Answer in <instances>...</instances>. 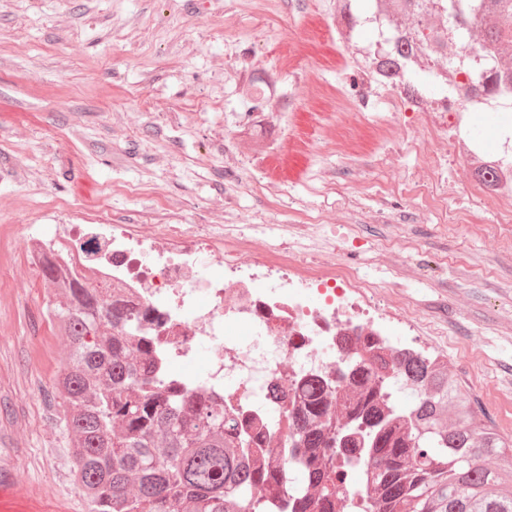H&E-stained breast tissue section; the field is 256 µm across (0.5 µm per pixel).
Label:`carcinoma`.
I'll return each instance as SVG.
<instances>
[{"label":"carcinoma","mask_w":512,"mask_h":512,"mask_svg":"<svg viewBox=\"0 0 512 512\" xmlns=\"http://www.w3.org/2000/svg\"><path fill=\"white\" fill-rule=\"evenodd\" d=\"M415 20L395 29L394 52L381 66L401 72L404 93L422 89L414 75L431 71L448 46L428 23L446 16V0H393ZM481 15L466 10L448 31L474 28L462 63L477 73L478 97L494 92L483 62L488 51L512 45V0H483ZM45 282L64 293L51 314L72 348L54 382L72 435L75 477L91 512H512V454L495 427L476 418L448 362L398 354L367 341L352 356L350 394L313 383L302 408L288 415V441L300 456L269 461L260 433L243 414L197 400L169 384L139 321L82 276L58 277L39 265ZM342 402L347 422L336 421ZM489 457L504 464L492 471ZM302 467L303 490L281 499L263 494L280 472ZM360 480L353 481L355 473ZM351 489L336 497V483Z\"/></svg>","instance_id":"obj_1"}]
</instances>
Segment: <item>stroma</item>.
<instances>
[{
	"label": "stroma",
	"mask_w": 512,
	"mask_h": 512,
	"mask_svg": "<svg viewBox=\"0 0 512 512\" xmlns=\"http://www.w3.org/2000/svg\"><path fill=\"white\" fill-rule=\"evenodd\" d=\"M332 0H0V475L90 512L54 378L68 359L15 227L318 222L389 303L413 301L480 419L512 442V235L469 209L448 134L395 112ZM492 103L463 116L504 143ZM369 224L354 238L344 225ZM351 4L347 1L336 0V39L343 44H353L356 29L349 22Z\"/></svg>",
	"instance_id": "35a3bbf8"
}]
</instances>
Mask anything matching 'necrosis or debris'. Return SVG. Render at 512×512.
<instances>
[{"mask_svg":"<svg viewBox=\"0 0 512 512\" xmlns=\"http://www.w3.org/2000/svg\"><path fill=\"white\" fill-rule=\"evenodd\" d=\"M448 81L444 109L425 93L414 104L430 113L429 132L447 131L449 148L479 175L497 223L512 224V156L461 131L463 109L480 101L463 73L449 69ZM308 231L288 225L285 240L270 246L239 224H57L48 235L17 227L31 263L50 258L138 314L162 363L207 348L205 376L179 375L174 384L230 404L282 449L306 382H335L355 347L384 338L389 324L426 332L410 304L376 302L369 283L308 246ZM230 324L245 337H225Z\"/></svg>","mask_w":512,"mask_h":512,"instance_id":"necrosis-or-debris-1","label":"necrosis or debris"}]
</instances>
